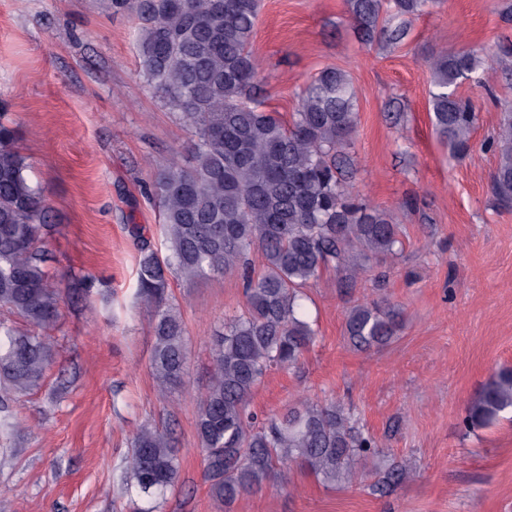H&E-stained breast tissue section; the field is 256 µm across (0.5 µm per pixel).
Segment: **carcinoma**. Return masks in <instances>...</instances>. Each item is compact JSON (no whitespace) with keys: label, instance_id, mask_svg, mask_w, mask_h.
<instances>
[{"label":"carcinoma","instance_id":"carcinoma-1","mask_svg":"<svg viewBox=\"0 0 512 512\" xmlns=\"http://www.w3.org/2000/svg\"><path fill=\"white\" fill-rule=\"evenodd\" d=\"M440 0H345L358 38L403 40L412 20ZM101 9L128 15L139 32L146 86L192 129V161L157 172L149 193L161 207L167 254L137 225V295L153 319L151 370L158 391L182 384L185 328L169 300L170 274L194 280L240 273L244 310L212 337V374L196 420L205 477L213 498L226 505L262 488L279 466H299L326 485L369 483L394 491L409 474L404 460L371 463L383 449L355 409L333 401H301L257 423L249 410L256 386L273 368L297 365L316 341L303 288L334 268L350 279L364 271L360 258H393L402 229L390 211L349 190L356 160L345 152L358 123L348 74L321 69L298 98L288 121L257 98L258 65L251 52L260 0H100ZM472 49L441 50L427 59L430 118L448 153L465 156L478 124L459 85L483 68ZM488 149L497 164L490 192L512 205V113L506 112ZM16 130L0 120V307L30 326L57 320L62 295L45 270L40 243L47 204L25 174ZM261 251L263 270L248 256ZM400 326L399 310L362 303L345 315V332L361 350L388 344ZM53 356L44 334L22 333L0 321V409L42 380ZM512 413V368L495 373L470 403L467 429L483 428ZM122 474L140 505L158 512L180 479V458L168 430L145 424L123 458Z\"/></svg>","mask_w":512,"mask_h":512}]
</instances>
